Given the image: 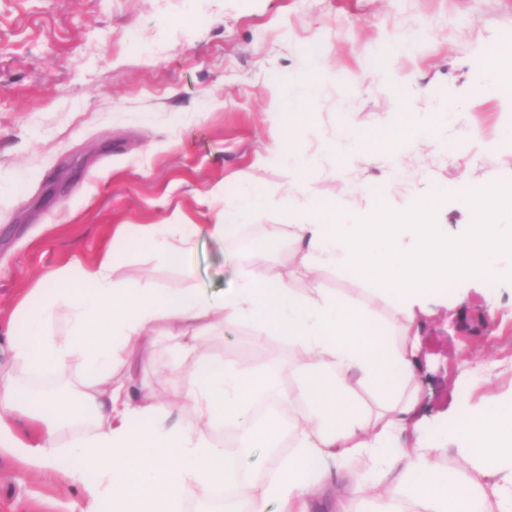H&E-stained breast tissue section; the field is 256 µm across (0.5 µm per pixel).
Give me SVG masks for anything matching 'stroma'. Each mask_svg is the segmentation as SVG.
<instances>
[{"label": "stroma", "instance_id": "1", "mask_svg": "<svg viewBox=\"0 0 512 512\" xmlns=\"http://www.w3.org/2000/svg\"><path fill=\"white\" fill-rule=\"evenodd\" d=\"M427 30L410 53L406 40ZM512 32V0H0V322L41 275L93 261L122 224L215 223L225 199L253 188L272 199L293 192L294 169L259 162L272 134L315 155L314 193L365 204L366 183L395 200L467 180L512 190V105L479 98L486 47ZM327 70L310 123L280 114L278 99L312 60ZM462 103L448 122V153L426 148L390 167L378 153L347 152L349 130L401 121L395 98L420 111L438 90ZM292 219L270 207L239 224L232 243L199 237L183 266L150 247L124 255L117 279L149 277L163 290L221 293L241 270L289 268ZM278 249L261 248L270 232ZM323 287L386 318L368 282L326 270ZM207 353L247 373L296 378L286 338L255 340L245 325L206 341ZM422 413L428 436L465 414L512 397V284L476 275L421 317ZM164 398L193 378L160 340L146 367ZM82 492L51 470L25 473L0 456V512H81Z\"/></svg>", "mask_w": 512, "mask_h": 512}]
</instances>
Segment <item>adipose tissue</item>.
Segmentation results:
<instances>
[{"instance_id":"ef3b65f1","label":"adipose tissue","mask_w":512,"mask_h":512,"mask_svg":"<svg viewBox=\"0 0 512 512\" xmlns=\"http://www.w3.org/2000/svg\"><path fill=\"white\" fill-rule=\"evenodd\" d=\"M348 140L392 159L423 145L448 147L441 124L426 113L376 132L350 131ZM364 196L366 205L349 214L307 190L276 201L296 219L294 254L309 281L302 290L271 266L250 268L218 299L193 288L164 292L147 278L112 277L130 249L150 246L179 266L199 232L223 242L274 202L257 190L225 201L213 224L120 225L97 259L79 266L78 281L63 271L44 275L33 301L21 302L4 331L12 357L0 366V449L80 486L85 512L103 504L109 512H181L188 486L206 497L219 481L235 486L246 512H352L364 495L379 501L378 512H472L479 488L473 474L491 479L495 491L512 484V399L461 417L451 441H393L417 427L419 312L448 283L470 279L473 266L490 280L512 272V230L497 220L512 212V191L440 184L398 207L381 184L365 187ZM451 197L470 215L459 230L442 217ZM327 269L374 284L390 302L391 323L323 288ZM245 324L297 349L294 385L244 374L205 353L208 336ZM162 338L173 340L180 366L195 379L174 401L147 392L141 378ZM64 374L79 382L81 410L70 409L62 394L30 393L29 382ZM363 390L375 394L373 406L361 400ZM258 394L288 407L295 434L272 478L256 487L241 478L248 456L279 434L277 421L253 425ZM186 411L194 424L182 420ZM230 420L243 440L234 457L208 436ZM68 433L73 439L62 445ZM452 442L466 469L459 476L447 469ZM354 460L372 479L349 469Z\"/></svg>"}]
</instances>
